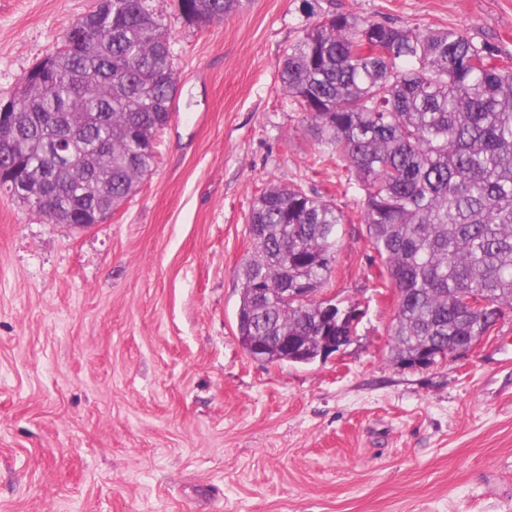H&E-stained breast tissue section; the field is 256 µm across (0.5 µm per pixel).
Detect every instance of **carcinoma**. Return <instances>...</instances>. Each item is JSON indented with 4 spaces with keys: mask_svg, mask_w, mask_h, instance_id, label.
Wrapping results in <instances>:
<instances>
[{
    "mask_svg": "<svg viewBox=\"0 0 512 512\" xmlns=\"http://www.w3.org/2000/svg\"><path fill=\"white\" fill-rule=\"evenodd\" d=\"M245 0H178L188 22L241 11ZM62 75L22 104L25 159L54 177L62 196L32 212L67 222L106 197L135 195L153 170L152 142L174 111L170 42L148 0H112V24L68 31L55 52ZM280 90L321 142L315 163H347L361 192L364 239L392 290L394 362L431 345L489 336L512 309V60L460 28L425 30L356 13L325 15L288 47ZM78 126L56 166L46 139ZM344 214L302 188L271 184L248 215L252 251L240 269L236 335L263 338L270 362L280 336H300L316 355L324 301L343 247ZM304 283L295 305L282 289ZM487 306L467 312L462 299Z\"/></svg>",
    "mask_w": 512,
    "mask_h": 512,
    "instance_id": "1",
    "label": "carcinoma"
}]
</instances>
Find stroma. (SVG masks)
I'll use <instances>...</instances> for the list:
<instances>
[{
	"instance_id": "1",
	"label": "stroma",
	"mask_w": 512,
	"mask_h": 512,
	"mask_svg": "<svg viewBox=\"0 0 512 512\" xmlns=\"http://www.w3.org/2000/svg\"><path fill=\"white\" fill-rule=\"evenodd\" d=\"M96 0H0V100ZM178 76L157 164L79 230L0 192V512H512V312L470 355L391 360L396 297L375 286L357 188L279 89L320 15L466 29L512 55V0H249L197 26L151 0ZM347 222L326 286L364 310L309 365L235 336L247 218L269 184Z\"/></svg>"
}]
</instances>
